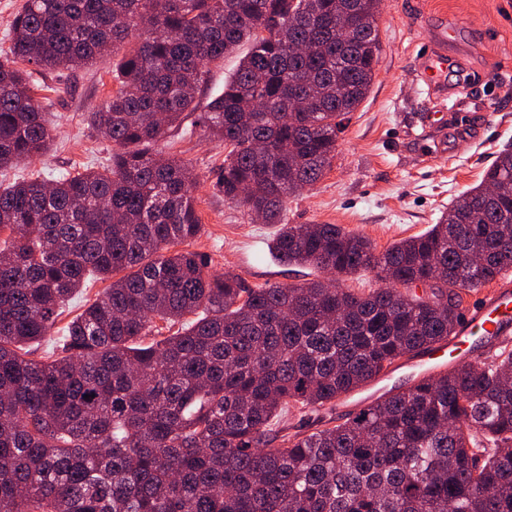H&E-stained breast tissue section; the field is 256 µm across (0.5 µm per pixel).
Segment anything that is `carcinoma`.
I'll use <instances>...</instances> for the list:
<instances>
[{"mask_svg": "<svg viewBox=\"0 0 512 512\" xmlns=\"http://www.w3.org/2000/svg\"><path fill=\"white\" fill-rule=\"evenodd\" d=\"M381 2L25 0L0 56V170L52 141L19 63L72 70L127 50L92 113L109 163L0 183V512H512L506 348L329 427L273 433L284 407L329 412L448 341L463 295L512 269V144L426 233L383 252L338 224L285 222L371 89ZM243 43L197 117L228 149L224 198L278 225L280 262L334 281L247 288L175 249L201 229L195 185L158 146ZM368 269L381 287H343ZM92 280L108 286L54 336ZM159 321L181 328L159 338ZM43 341L50 361L33 358Z\"/></svg>", "mask_w": 512, "mask_h": 512, "instance_id": "cac0c4a2", "label": "carcinoma"}]
</instances>
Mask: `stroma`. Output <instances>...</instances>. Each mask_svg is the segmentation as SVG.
<instances>
[{
    "mask_svg": "<svg viewBox=\"0 0 512 512\" xmlns=\"http://www.w3.org/2000/svg\"><path fill=\"white\" fill-rule=\"evenodd\" d=\"M455 29L450 53L462 66L448 72L446 90L465 87L447 112L450 151L426 126L418 49L441 26ZM382 51L367 98L347 115L332 168L287 202L291 224H338L369 237L377 250L419 235L442 211L477 185L498 150L512 143V0H384L378 21ZM118 57L77 70L29 66L47 105L54 144L44 157L7 170V178L93 168L112 144L93 129L91 114L115 93ZM160 149L186 161L198 177L201 231L190 250L211 270L237 274L246 285H288L309 279L307 267L277 261L269 250L276 228L225 200L218 185L224 144L205 138L193 119L175 128Z\"/></svg>",
    "mask_w": 512,
    "mask_h": 512,
    "instance_id": "35a3bbf8",
    "label": "stroma"
}]
</instances>
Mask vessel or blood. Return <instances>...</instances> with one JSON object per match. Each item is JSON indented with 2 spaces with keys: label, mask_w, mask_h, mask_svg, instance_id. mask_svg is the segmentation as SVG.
<instances>
[{
  "label": "vessel or blood",
  "mask_w": 512,
  "mask_h": 512,
  "mask_svg": "<svg viewBox=\"0 0 512 512\" xmlns=\"http://www.w3.org/2000/svg\"><path fill=\"white\" fill-rule=\"evenodd\" d=\"M450 37L448 29H440L432 39L424 43L421 56L422 81L430 104L426 122L435 129L444 127L448 110L446 96L438 95L437 90L449 69L457 65L456 58L448 54ZM475 335L482 336L487 345L502 343L512 337V281H502L479 294L465 311L454 336L436 345L431 352L403 360L401 366L415 370L421 376L446 371L476 356L477 350L471 343Z\"/></svg>",
  "instance_id": "b4317fda"
}]
</instances>
